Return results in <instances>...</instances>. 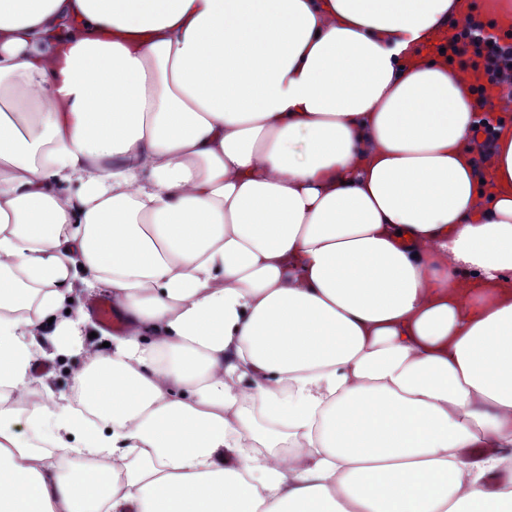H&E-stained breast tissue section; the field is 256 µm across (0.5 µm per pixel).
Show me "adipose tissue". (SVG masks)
Wrapping results in <instances>:
<instances>
[{"mask_svg": "<svg viewBox=\"0 0 512 512\" xmlns=\"http://www.w3.org/2000/svg\"><path fill=\"white\" fill-rule=\"evenodd\" d=\"M461 14L0 0V415L50 444L0 427V512H512V127L481 188L421 57ZM104 295L111 296V294L107 291H84L82 287L78 286L75 288L74 293L72 294L73 302L67 304L62 310L63 315H68L66 314V310L70 309L72 315L78 307H81L83 311L88 313L92 323L97 328V337L95 340L101 344L104 342H109L110 337L113 336V333L108 332L106 329L112 330L118 329L120 327V323L117 319L114 308L112 307V300L109 298L100 299L93 307L98 321L106 329L101 327L92 315L89 309L91 301L96 297ZM75 359L78 358L58 357L53 361L40 359L35 367L34 375L43 379L55 396L60 394L70 396L75 386L73 380V370L76 367Z\"/></svg>", "mask_w": 512, "mask_h": 512, "instance_id": "1", "label": "adipose tissue"}]
</instances>
